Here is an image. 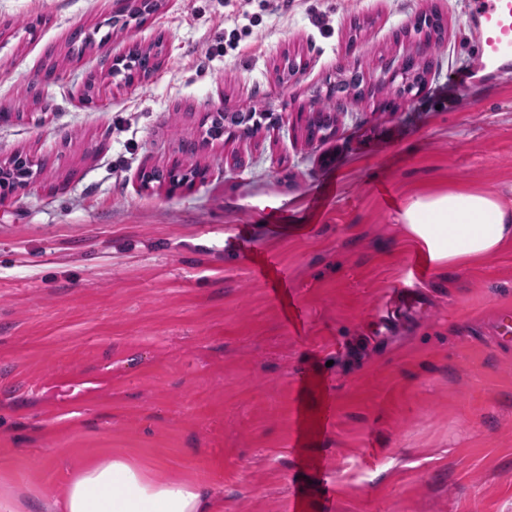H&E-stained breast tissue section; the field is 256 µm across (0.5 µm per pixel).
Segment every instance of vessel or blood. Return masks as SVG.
<instances>
[{"label": "vessel or blood", "instance_id": "obj_1", "mask_svg": "<svg viewBox=\"0 0 512 512\" xmlns=\"http://www.w3.org/2000/svg\"><path fill=\"white\" fill-rule=\"evenodd\" d=\"M467 8L478 23L475 48L480 67L499 69L512 64V0H467ZM256 265L281 300L288 324L300 328L301 310L292 299L288 280L278 268L276 258L257 257Z\"/></svg>", "mask_w": 512, "mask_h": 512}]
</instances>
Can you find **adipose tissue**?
<instances>
[{
    "label": "adipose tissue",
    "mask_w": 512,
    "mask_h": 512,
    "mask_svg": "<svg viewBox=\"0 0 512 512\" xmlns=\"http://www.w3.org/2000/svg\"><path fill=\"white\" fill-rule=\"evenodd\" d=\"M403 233L434 266L475 264L512 242V206L496 192L456 185L409 197L400 213ZM58 512H211L200 484L146 475L120 455L84 466L70 480Z\"/></svg>",
    "instance_id": "ef3b65f1"
}]
</instances>
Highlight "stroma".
Instances as JSON below:
<instances>
[{
    "mask_svg": "<svg viewBox=\"0 0 512 512\" xmlns=\"http://www.w3.org/2000/svg\"><path fill=\"white\" fill-rule=\"evenodd\" d=\"M465 2L160 0L123 24L116 0H0V164L38 162L0 202V485L51 504L112 453L210 487L214 512H512V344L493 328L512 242L409 294L398 220L459 183L512 202V70L468 80ZM425 12L445 22L427 90L393 98L376 60L414 54L402 31ZM357 18L373 94L306 142L290 112L350 68ZM158 39L152 79L81 104L103 56ZM294 51L306 68L279 78ZM51 61L42 117L28 87ZM218 109L274 121L211 140ZM173 167L201 175L139 176ZM268 252L301 331L253 273Z\"/></svg>",
    "mask_w": 512,
    "mask_h": 512,
    "instance_id": "stroma-1",
    "label": "stroma"
}]
</instances>
